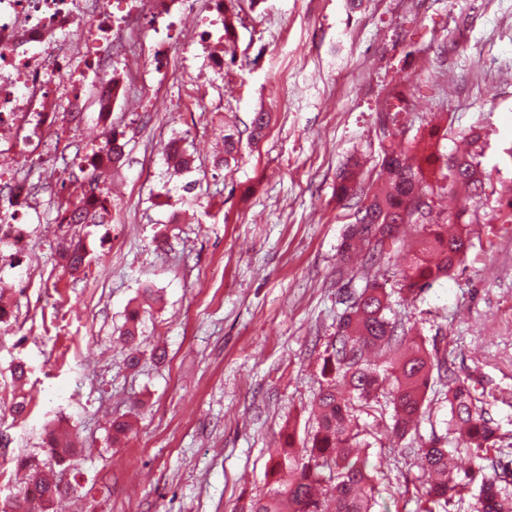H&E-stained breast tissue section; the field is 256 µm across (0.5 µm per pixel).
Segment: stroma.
Segmentation results:
<instances>
[{"mask_svg":"<svg viewBox=\"0 0 512 512\" xmlns=\"http://www.w3.org/2000/svg\"><path fill=\"white\" fill-rule=\"evenodd\" d=\"M232 57L202 84L170 83V68L201 61L174 51L170 68L142 64L112 123L123 163L103 170L112 221L83 224L88 264L74 275L58 244L57 193L85 189L76 150L102 131L96 113L61 122L59 155L16 153L9 163L38 202L25 246L0 242V504L30 469L58 467L70 488L50 512H241L263 496L270 452L282 433L303 440L343 299L366 279L396 289L417 245L401 227L390 255L339 271L351 210L336 174L359 161L365 182L380 171L379 117L412 91L394 123L406 137L447 130L441 152L479 130L493 186L481 210L512 185V0H239ZM264 137L224 159V128ZM180 139L192 158L176 173L161 148ZM481 243L417 299H393L397 318L427 349L470 377L512 460V230L475 225ZM140 313L137 366L123 331ZM23 365V380L13 370ZM25 401L22 416L12 411ZM133 430L113 446L109 421ZM379 491L374 512H416L420 440L444 436L441 383L428 392L414 434L392 439L379 414L361 415ZM69 431L77 453L55 465L43 439Z\"/></svg>","mask_w":512,"mask_h":512,"instance_id":"obj_1","label":"stroma"}]
</instances>
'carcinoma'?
Here are the masks:
<instances>
[{
    "mask_svg": "<svg viewBox=\"0 0 512 512\" xmlns=\"http://www.w3.org/2000/svg\"><path fill=\"white\" fill-rule=\"evenodd\" d=\"M398 133L382 135L381 173L377 184L362 186L359 164L338 175L336 196L341 201L356 200L339 254L341 266H350L364 252V263L375 264L395 245L400 227L417 224L422 234L416 250L399 269V294L415 298L430 284L463 263L473 244L470 224H479L477 213H469L470 201L486 193L482 169L480 134L461 136L466 148L442 154L433 136L413 137L402 146ZM241 132L224 130V156L237 152ZM96 155L110 164L120 162L124 145L111 134L97 147ZM83 197L66 198L57 204L55 220L63 225L103 224L110 217L107 200L97 194V177L87 174ZM429 197L422 207L414 206L415 194ZM501 209L492 219L512 224V192L501 193ZM60 257L74 273L84 270L87 253L81 238L64 240ZM340 314L336 337L326 349L322 376L325 384L312 405L317 427L302 447L288 436L267 471L269 490L250 500L244 512H373L375 486L372 463L361 449L368 447L360 414L371 411L385 398L393 407L391 428L401 438L417 428L430 386L432 371L448 381V437L463 439L464 448L448 450L434 436L420 441L421 469L428 477L421 497L422 512H444L454 499L472 488L478 489L477 512H512V495L499 483L512 481V469L495 462V474L480 469H460L456 455L465 452L487 459L497 447L495 429L476 405L477 389L467 378L447 368L438 352L428 351L404 323L388 317L389 293L385 284L373 279L358 295H348ZM51 458L61 463L74 451L65 433L51 434L47 441ZM36 496L25 491L0 512H27L36 498L53 501L61 491L53 471L32 478Z\"/></svg>",
    "mask_w": 512,
    "mask_h": 512,
    "instance_id": "cac0c4a2",
    "label": "carcinoma"
}]
</instances>
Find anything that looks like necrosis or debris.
<instances>
[{
	"mask_svg": "<svg viewBox=\"0 0 512 512\" xmlns=\"http://www.w3.org/2000/svg\"><path fill=\"white\" fill-rule=\"evenodd\" d=\"M169 0H0V144L22 153H49L45 132L59 115L77 117L83 94L96 93L97 111L109 121L125 80L112 64L116 39L136 22L157 18ZM0 237L23 248L22 208L31 189L0 159Z\"/></svg>",
	"mask_w": 512,
	"mask_h": 512,
	"instance_id": "necrosis-or-debris-1",
	"label": "necrosis or debris"
}]
</instances>
